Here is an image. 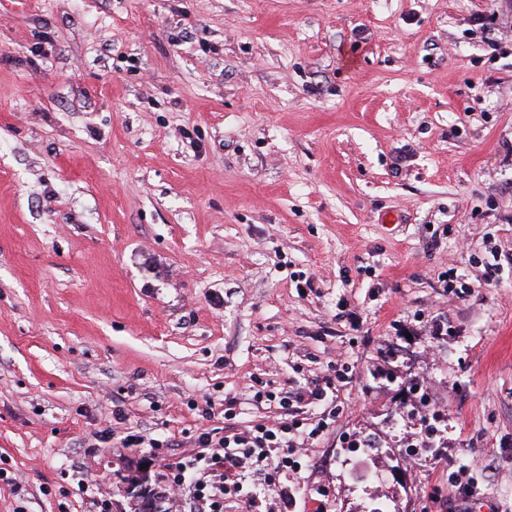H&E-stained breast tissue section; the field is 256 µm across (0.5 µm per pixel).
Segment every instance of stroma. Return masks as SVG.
<instances>
[{"mask_svg":"<svg viewBox=\"0 0 512 512\" xmlns=\"http://www.w3.org/2000/svg\"><path fill=\"white\" fill-rule=\"evenodd\" d=\"M318 384L297 504L512 512V0H0V512Z\"/></svg>","mask_w":512,"mask_h":512,"instance_id":"obj_1","label":"stroma"}]
</instances>
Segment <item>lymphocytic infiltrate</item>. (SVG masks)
I'll use <instances>...</instances> for the list:
<instances>
[{"instance_id":"1","label":"lymphocytic infiltrate","mask_w":512,"mask_h":512,"mask_svg":"<svg viewBox=\"0 0 512 512\" xmlns=\"http://www.w3.org/2000/svg\"><path fill=\"white\" fill-rule=\"evenodd\" d=\"M302 430L288 422L260 423L233 434L207 431L193 436L195 451L172 475L174 486H193L198 512H224L225 499L242 498L246 512H259V500L269 494L286 499L278 488L280 471L288 469L287 453Z\"/></svg>"}]
</instances>
